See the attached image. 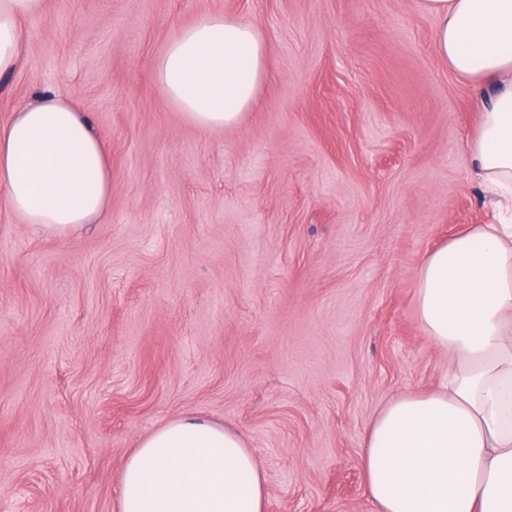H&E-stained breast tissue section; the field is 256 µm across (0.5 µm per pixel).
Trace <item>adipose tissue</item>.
I'll return each mask as SVG.
<instances>
[{
  "label": "adipose tissue",
  "instance_id": "ef3b65f1",
  "mask_svg": "<svg viewBox=\"0 0 512 512\" xmlns=\"http://www.w3.org/2000/svg\"><path fill=\"white\" fill-rule=\"evenodd\" d=\"M47 0H0V76L21 59L25 20ZM436 23L435 51L482 94L469 153L483 183L512 187V0H415ZM267 73L261 31L208 13L154 65L162 92L193 123L237 125ZM0 194L25 224L68 238L112 201L108 147L71 97L17 106L0 126ZM417 310L452 357L446 382L407 392L374 419L362 455L377 512H512V224H474L429 251ZM119 512H266V478L235 431L180 416L124 461Z\"/></svg>",
  "mask_w": 512,
  "mask_h": 512
}]
</instances>
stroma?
Masks as SVG:
<instances>
[{"label": "stroma", "instance_id": "stroma-1", "mask_svg": "<svg viewBox=\"0 0 512 512\" xmlns=\"http://www.w3.org/2000/svg\"><path fill=\"white\" fill-rule=\"evenodd\" d=\"M258 27L268 75L203 129L153 65L205 13ZM0 123L68 94L106 141L103 223L56 238L0 197V512H117L122 467L176 416L236 431L267 512H375L380 409L432 391L417 273L497 220L468 152L481 97L414 0H47Z\"/></svg>", "mask_w": 512, "mask_h": 512}]
</instances>
